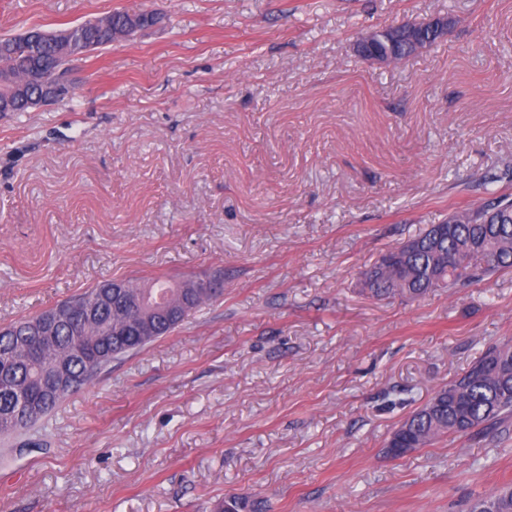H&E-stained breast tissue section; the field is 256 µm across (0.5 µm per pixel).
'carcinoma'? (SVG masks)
Returning a JSON list of instances; mask_svg holds the SVG:
<instances>
[{"label": "carcinoma", "mask_w": 512, "mask_h": 512, "mask_svg": "<svg viewBox=\"0 0 512 512\" xmlns=\"http://www.w3.org/2000/svg\"><path fill=\"white\" fill-rule=\"evenodd\" d=\"M159 22L153 14L113 12L97 23L82 25L85 44L95 51L117 38H131ZM438 37L427 30L418 32L417 44L405 39L399 26L382 28L378 49L404 60L417 50L430 47ZM24 43L31 49L33 68L59 71L69 60L64 45L53 32L29 29L0 37V69L13 62L12 47ZM40 84L35 80L0 83V98L9 99L13 111L26 112ZM512 268V196L493 191L481 203L454 212L451 224H434L417 235V246L401 259L392 250L365 272L367 286L375 297L391 294L419 298L444 282L451 293L476 281L488 280ZM125 300L140 304L142 318L130 321L112 300V281L88 289L75 299L91 304L96 316L77 325H59L46 345L38 346L27 335L28 325L38 316L22 318L0 333V435L28 434L46 419L64 396L43 391L40 374L63 366L78 383L87 384L113 359L140 350L174 332L183 319L170 317L166 309L176 304L189 314L203 303L218 299L224 289L206 291L193 279L156 277L146 283H125ZM25 394L35 412L19 407ZM512 420V344L486 348L481 357L460 377L434 391L414 410L385 443V454L398 458L448 435H480ZM260 504L247 495H233L217 512H259ZM470 512H512V489L506 488L473 503Z\"/></svg>", "instance_id": "obj_1"}]
</instances>
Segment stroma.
Here are the masks:
<instances>
[{"instance_id": "stroma-1", "label": "stroma", "mask_w": 512, "mask_h": 512, "mask_svg": "<svg viewBox=\"0 0 512 512\" xmlns=\"http://www.w3.org/2000/svg\"><path fill=\"white\" fill-rule=\"evenodd\" d=\"M115 11L155 27L0 114V328L98 283L224 295L0 438V512H466L512 430L392 459V431L512 342V270L374 297L363 271L512 165V0H0V35ZM444 19L397 65L374 28ZM382 36L378 42V49L374 41L378 30H372L359 36L355 42L356 52L366 61L387 63L392 62L391 57L384 55L382 52H388L394 55V61H403L407 57L413 55L418 49L430 47L438 41L439 36H430L427 30L418 32L417 44L408 42L405 39L403 31L399 26H386L379 29Z\"/></svg>"}]
</instances>
